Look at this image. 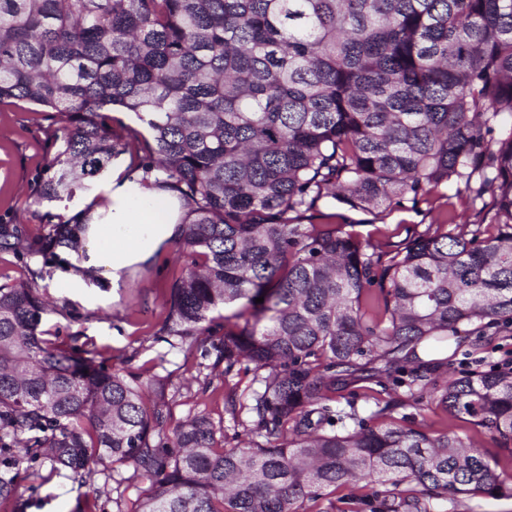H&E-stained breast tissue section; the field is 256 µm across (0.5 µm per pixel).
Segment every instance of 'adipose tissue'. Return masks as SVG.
Masks as SVG:
<instances>
[{
  "mask_svg": "<svg viewBox=\"0 0 512 512\" xmlns=\"http://www.w3.org/2000/svg\"><path fill=\"white\" fill-rule=\"evenodd\" d=\"M123 165L112 168L106 189L107 207L87 232L88 270L117 275L122 269L152 258L181 232L183 208L170 193L124 178Z\"/></svg>",
  "mask_w": 512,
  "mask_h": 512,
  "instance_id": "adipose-tissue-1",
  "label": "adipose tissue"
}]
</instances>
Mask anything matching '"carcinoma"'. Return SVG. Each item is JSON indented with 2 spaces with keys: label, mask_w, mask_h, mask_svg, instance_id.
<instances>
[{
  "label": "carcinoma",
  "mask_w": 512,
  "mask_h": 512,
  "mask_svg": "<svg viewBox=\"0 0 512 512\" xmlns=\"http://www.w3.org/2000/svg\"><path fill=\"white\" fill-rule=\"evenodd\" d=\"M52 110L54 153L32 205L39 232L0 217V251L27 285L0 284V505L23 512L18 467H94L150 481L114 512H310L380 484L372 512H456L512 498L499 457L394 417L422 395L490 434L512 460V369L439 375L424 359L460 336L512 327V0H0V103ZM149 131L119 135L112 112ZM177 194L183 273L153 335L258 387L224 425L171 412L90 341L49 339L39 281L78 251L95 192L119 156ZM462 187L490 196L497 233L430 224L401 242L290 214L330 198L383 212ZM454 225L448 230V225ZM262 297L264 301L255 302ZM219 342L206 344V337ZM381 387L363 415L336 396ZM457 512H512V499H492L481 495L465 499Z\"/></svg>",
  "instance_id": "obj_1"
}]
</instances>
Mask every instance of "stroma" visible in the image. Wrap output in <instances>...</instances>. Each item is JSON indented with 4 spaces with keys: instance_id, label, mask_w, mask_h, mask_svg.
I'll return each instance as SVG.
<instances>
[{
    "instance_id": "obj_1",
    "label": "stroma",
    "mask_w": 512,
    "mask_h": 512,
    "mask_svg": "<svg viewBox=\"0 0 512 512\" xmlns=\"http://www.w3.org/2000/svg\"><path fill=\"white\" fill-rule=\"evenodd\" d=\"M53 127V120L35 112L33 105H0V215L16 217L32 233L37 231L39 221L32 214L30 194L49 156L48 136ZM316 211L314 223L327 218L334 224L353 225L363 236L378 240L386 234L396 241L404 239L409 230L442 222L449 211L486 225L493 217L489 210L475 213L466 192L444 187L418 201H402L378 215L353 210L330 199L318 202ZM85 258V252L63 250L51 264V275L44 281L52 302L44 317L45 328L62 337L91 339L104 356L110 357L113 367H130L147 375H170L172 385L166 395L172 423L199 412L208 414L223 423L225 447L235 446L241 429L225 412V397L232 392L237 399H244L252 386V371L240 367L227 375L222 368L212 369L211 385L204 391L191 380L196 373L195 359H184L167 344L152 340L166 314L169 287L181 272L183 260L176 246H168L150 260L123 269L115 282L100 274L87 275L82 267ZM69 275L86 277L87 287L67 285L65 278ZM511 363L512 328L487 342L473 336L460 338L447 368L454 373ZM408 412L420 426L433 430L445 427L465 441L490 451L496 448L489 434L477 431L467 421H443L441 412L430 401L409 407ZM18 483L28 501L27 512H75L82 493L103 490L99 502L104 505L119 493L136 499L149 487L144 478L108 483L100 473L93 474L82 487L63 473L50 475L43 482L23 473Z\"/></svg>"
}]
</instances>
